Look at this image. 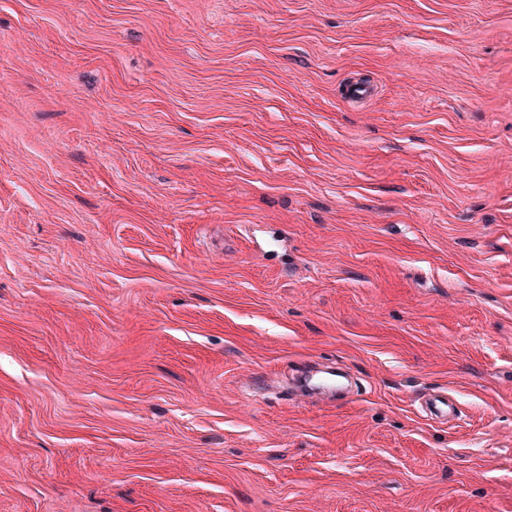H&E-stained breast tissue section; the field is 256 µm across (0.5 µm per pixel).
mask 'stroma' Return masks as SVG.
<instances>
[{"label":"stroma","mask_w":512,"mask_h":512,"mask_svg":"<svg viewBox=\"0 0 512 512\" xmlns=\"http://www.w3.org/2000/svg\"><path fill=\"white\" fill-rule=\"evenodd\" d=\"M0 512H512V0H0ZM422 412L431 420L448 423L456 417L457 408L454 400L443 395L430 394L424 398L421 404Z\"/></svg>","instance_id":"obj_1"}]
</instances>
